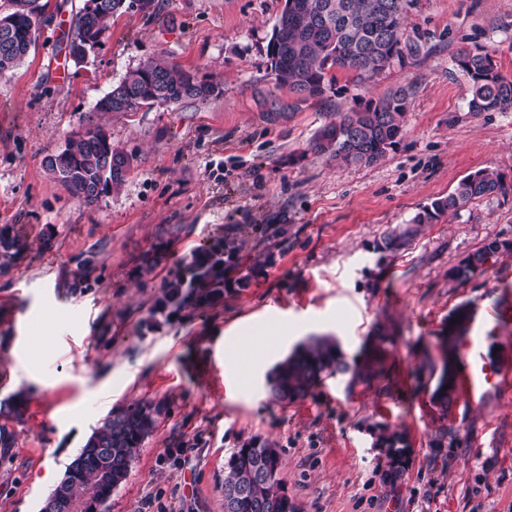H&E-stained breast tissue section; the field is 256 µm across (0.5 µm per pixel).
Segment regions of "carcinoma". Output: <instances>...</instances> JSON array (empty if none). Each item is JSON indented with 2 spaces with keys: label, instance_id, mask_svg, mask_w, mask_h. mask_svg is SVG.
<instances>
[{
  "label": "carcinoma",
  "instance_id": "1",
  "mask_svg": "<svg viewBox=\"0 0 512 512\" xmlns=\"http://www.w3.org/2000/svg\"><path fill=\"white\" fill-rule=\"evenodd\" d=\"M147 2L142 12L155 8V0H100L94 14L80 11L75 37L81 56L101 44L112 19ZM0 12V72L20 65L35 44L36 26L44 5L40 0H8ZM409 0H284L277 24L266 45V56L276 84L302 99L323 97L332 89L335 72L343 71L359 83L379 78L397 64L404 67L420 54L417 41L405 35V10ZM456 67L471 83L468 111L474 115L512 110V78L499 71L493 56L482 49L462 47L454 56ZM198 75L162 58L146 61L130 71L104 95L95 110L104 113L139 112L155 105L182 100L207 102L223 92L220 83ZM410 89L401 87L378 100H369L359 109L339 113L336 120L320 129L311 149L341 165L370 166L396 149L401 141L409 106ZM103 127L88 123L65 146L69 156L58 181L76 197L87 186L105 182L106 192L119 189L120 176L106 174L112 143L100 137ZM506 192L503 177L483 168L459 180L447 196L434 200L417 213L410 223L386 233L380 249L396 251L417 236L424 224H432L467 204ZM507 245L493 239L450 270L458 282L471 280L477 270ZM17 240L0 229V271L10 268ZM456 342L466 337L471 315L465 306L454 311ZM442 364L431 400L445 417L456 399L458 378L456 349L441 356ZM346 377L347 389L370 387L385 377L376 359L349 363L333 336H311L281 360L268 374L267 386L278 402L293 403L311 395L326 375ZM159 408L147 404L129 407L108 415L101 426L67 465L62 483L70 498L82 500L93 493L109 499L112 490L127 477L131 463L144 440L153 432ZM378 445L394 451L382 473L385 484L399 480L408 465V443L404 433L389 431L378 438ZM271 444L251 439L234 449L224 470V493L240 491L233 512H288V504L273 486L256 477L262 467V454Z\"/></svg>",
  "mask_w": 512,
  "mask_h": 512
}]
</instances>
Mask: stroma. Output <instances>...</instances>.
I'll return each mask as SVG.
<instances>
[{
	"label": "stroma",
	"instance_id": "obj_1",
	"mask_svg": "<svg viewBox=\"0 0 512 512\" xmlns=\"http://www.w3.org/2000/svg\"><path fill=\"white\" fill-rule=\"evenodd\" d=\"M37 41L0 74V228L21 238L0 272V401L23 400L0 449V512H40L57 474L107 415L160 413L104 512H224V466L244 441L278 448L298 512H512V111L471 114L462 47L512 77V0H412L421 53L366 84L337 73L320 99L278 87L265 48L284 0H155L114 18L98 47L67 46L84 0H46ZM163 56L220 82V97L127 114L95 111L131 70ZM411 86L398 148L340 166L310 144L337 113ZM133 157L122 187L85 205L45 161L87 123ZM493 169L505 194L423 225L397 253L383 236ZM236 225L241 274L216 303L153 315L162 278ZM491 239L507 247L465 283L449 271ZM471 310L448 416L431 395L440 336ZM386 331L385 379L348 393L325 378L273 401L266 376L308 337L347 361ZM406 432L410 464L383 484L380 427ZM452 446L433 448L439 428Z\"/></svg>",
	"mask_w": 512,
	"mask_h": 512
}]
</instances>
